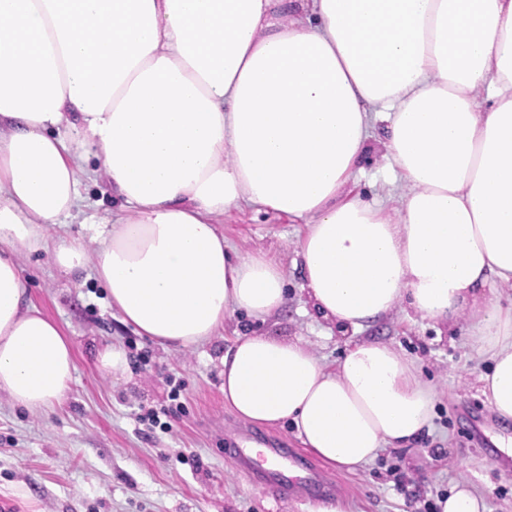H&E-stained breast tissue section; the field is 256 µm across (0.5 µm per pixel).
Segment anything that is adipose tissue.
<instances>
[{
    "mask_svg": "<svg viewBox=\"0 0 512 512\" xmlns=\"http://www.w3.org/2000/svg\"><path fill=\"white\" fill-rule=\"evenodd\" d=\"M402 183L387 210L344 195L377 119ZM121 208L96 251L62 231L83 179ZM245 206L300 221L310 303L359 330L400 304L489 366L512 421V0H0V393L60 403L71 341L27 299L24 256L93 270L125 325L172 350L287 304L284 268L227 242ZM224 402L353 472L431 426L417 360L353 343L238 336Z\"/></svg>",
    "mask_w": 512,
    "mask_h": 512,
    "instance_id": "1",
    "label": "adipose tissue"
}]
</instances>
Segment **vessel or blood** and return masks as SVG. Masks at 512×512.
Segmentation results:
<instances>
[{
	"label": "vessel or blood",
	"mask_w": 512,
	"mask_h": 512,
	"mask_svg": "<svg viewBox=\"0 0 512 512\" xmlns=\"http://www.w3.org/2000/svg\"><path fill=\"white\" fill-rule=\"evenodd\" d=\"M254 442L251 434L239 432L238 445L232 453L241 469L262 486L293 496H307L329 488V478L318 469L293 470L291 463L295 459V451L291 448H266L263 464H256L253 458Z\"/></svg>",
	"instance_id": "vessel-or-blood-1"
}]
</instances>
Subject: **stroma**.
Here are the masks:
<instances>
[{
    "instance_id": "1",
    "label": "stroma",
    "mask_w": 512,
    "mask_h": 512,
    "mask_svg": "<svg viewBox=\"0 0 512 512\" xmlns=\"http://www.w3.org/2000/svg\"><path fill=\"white\" fill-rule=\"evenodd\" d=\"M386 127L374 123L348 189L391 208L396 185L382 158ZM82 196L65 231L89 241L96 224L111 221L117 204L101 178L84 181ZM222 228L240 252H267L282 264L288 304L265 323L233 315L209 343L181 351L120 324L95 277L70 280L46 251L23 259L31 302L69 337L77 371L61 405L46 412H30L0 393V503L11 504L12 512H309L319 495L269 492L249 481L226 452L230 431L243 421L224 403L220 358L237 335L269 333L305 337L329 363L356 341L384 340L417 359L424 378L444 390L429 433L382 451L353 473L324 464L291 426H252L259 439L295 449L301 461L333 476L336 496L352 512H410L405 496L393 489L395 480L431 504L463 476L483 492L486 512H512V465H502V452L487 437L503 423L480 392L482 364L465 344V325L444 335L439 325L399 307L363 330H340L302 288L295 244L303 224L246 206L226 216ZM110 343L133 358L126 376L98 367L97 351ZM144 407L160 414L153 428L137 420Z\"/></svg>"
}]
</instances>
